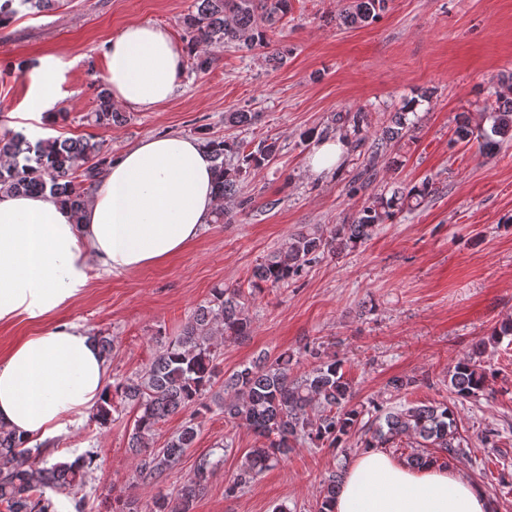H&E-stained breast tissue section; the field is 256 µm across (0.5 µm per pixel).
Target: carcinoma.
<instances>
[{
	"mask_svg": "<svg viewBox=\"0 0 512 512\" xmlns=\"http://www.w3.org/2000/svg\"><path fill=\"white\" fill-rule=\"evenodd\" d=\"M57 0H0V23L10 21L18 8L28 6L39 12L51 10ZM388 0H351L342 21L348 26L369 24L386 10ZM291 0H194V11L184 18L187 47L193 67L206 72L213 65L208 47L233 44L251 50L267 44V31L285 17ZM497 108L467 116L456 129V141L468 143L482 138L491 145L489 134L512 133V83L496 91ZM124 120L107 89L100 87L94 122L109 126ZM491 122V131L484 128ZM335 124L342 136L361 146L369 127L367 112H338ZM408 129L405 113L387 127L371 153L376 155L399 141ZM214 159V192L219 201L214 222L228 220L224 200L244 209L249 201L238 198L243 173L263 167L279 152L277 141H259L251 149L213 137L207 142ZM231 153L237 163L228 167L224 156ZM112 161L104 142L89 137L80 140L48 139L31 144L8 128L0 130V194L41 193L66 204L80 217L88 195ZM433 191L423 182L395 189L390 197L368 198L349 224H337L328 231L318 227L300 230L279 249L268 254L252 271L250 291L242 288H216L213 298L189 317L183 332L166 342L145 370L134 378L107 386L95 421L106 426L117 406L136 411L129 435V449L136 461V472L143 483H151L164 471L176 466L191 448L197 435V416L211 410L205 395L217 377V349L226 342L249 336L251 321L246 309L249 297L265 286L286 284L302 276L306 268L325 253H342L361 246L374 228L393 220L398 211L419 206ZM512 338V320L504 321L489 338L477 340L467 356L448 370V392L469 399L486 392L489 370L484 356L488 345ZM310 369L293 374V357L282 353L274 358L261 356L224 378L227 397L217 404L225 423L247 427L261 438L250 449L225 493L234 494L253 483L265 471L288 458L299 442L317 448H341L346 438L361 430L364 448H391L402 439L416 446L406 456L409 466L420 470L438 462L446 465L464 453V439L458 432L457 416L446 403H404L363 422L371 408L353 402V388L345 377L342 361L323 354L320 346L305 348ZM190 412V418L160 448L151 447L161 423L168 417ZM25 441L0 426V508L4 512H56L50 489L70 495L86 487L96 467L97 456L85 454L72 462L49 461L39 448L24 447ZM224 462H199L193 476L177 495H160L150 512H189L193 499L202 492L214 471ZM341 483V476L330 475L324 482L317 512H328Z\"/></svg>",
	"mask_w": 512,
	"mask_h": 512,
	"instance_id": "cac0c4a2",
	"label": "carcinoma"
}]
</instances>
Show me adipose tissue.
<instances>
[{
  "label": "adipose tissue",
  "instance_id": "1",
  "mask_svg": "<svg viewBox=\"0 0 512 512\" xmlns=\"http://www.w3.org/2000/svg\"><path fill=\"white\" fill-rule=\"evenodd\" d=\"M103 80L117 106L151 109L183 84L185 49L167 28L132 22L105 52ZM53 52L31 68L35 137L49 133L63 98ZM217 207L213 160L196 139L150 136L114 156L80 219L50 197L0 195V324L41 320L68 308L94 276L154 266L182 253ZM108 366L89 331L62 323L20 339L0 357V425L57 441L96 406ZM332 512H492L490 500L453 467L416 470L379 449L348 469Z\"/></svg>",
  "mask_w": 512,
  "mask_h": 512
}]
</instances>
